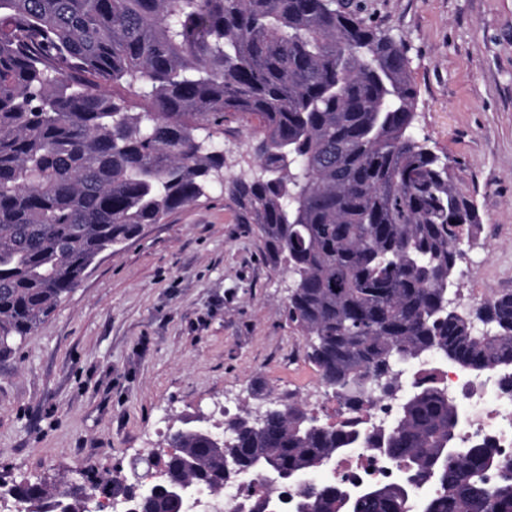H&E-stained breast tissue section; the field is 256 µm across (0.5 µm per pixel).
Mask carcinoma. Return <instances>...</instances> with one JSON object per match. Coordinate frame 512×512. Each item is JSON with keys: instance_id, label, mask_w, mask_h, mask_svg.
Returning <instances> with one entry per match:
<instances>
[{"instance_id": "1", "label": "carcinoma", "mask_w": 512, "mask_h": 512, "mask_svg": "<svg viewBox=\"0 0 512 512\" xmlns=\"http://www.w3.org/2000/svg\"><path fill=\"white\" fill-rule=\"evenodd\" d=\"M415 105L405 46L347 0H0V356L101 252L218 180L239 222L288 263V318L342 418L318 423L290 404L256 428L231 421L239 453L224 472L205 434L178 430L170 474L221 490L231 471L286 482L349 448H385L403 483L348 506L323 482L295 512H398L421 484L436 494L418 512H512V459L461 443L463 411L433 380L412 381L384 432L362 418L399 388L397 367L432 352L512 387V291L473 313L451 304L481 218L448 159L414 135ZM230 123L263 139L257 168L227 179L212 130ZM492 470L503 478L487 481ZM51 497L17 489L25 512H50ZM146 512L183 510L164 484Z\"/></svg>"}]
</instances>
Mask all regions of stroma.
<instances>
[{
	"instance_id": "obj_1",
	"label": "stroma",
	"mask_w": 512,
	"mask_h": 512,
	"mask_svg": "<svg viewBox=\"0 0 512 512\" xmlns=\"http://www.w3.org/2000/svg\"><path fill=\"white\" fill-rule=\"evenodd\" d=\"M407 49L414 132L447 156L482 223L456 302L512 291V0H362ZM288 266L214 185L103 252L37 333L0 357V481L129 475L200 418L334 398L289 321Z\"/></svg>"
}]
</instances>
